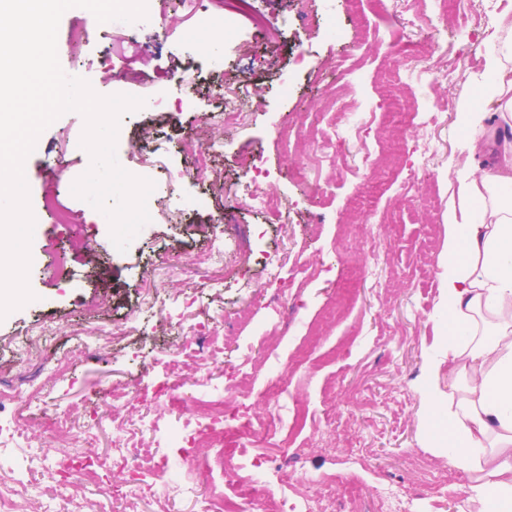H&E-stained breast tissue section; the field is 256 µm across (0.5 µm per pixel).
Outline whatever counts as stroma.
I'll list each match as a JSON object with an SVG mask.
<instances>
[{"label": "stroma", "mask_w": 512, "mask_h": 512, "mask_svg": "<svg viewBox=\"0 0 512 512\" xmlns=\"http://www.w3.org/2000/svg\"><path fill=\"white\" fill-rule=\"evenodd\" d=\"M246 13L230 14L224 0H147L148 18L133 25L95 22L90 11L68 9L57 34L64 73H77L99 95L127 94L145 105L120 118L116 154L125 169L155 183L147 199L150 221L127 252L116 250L110 226L100 213L71 192L90 166L80 146L81 114L68 112L38 138L24 162L31 209L42 223L31 244L29 285L34 300L0 320V378H15L27 361L19 349L40 334L39 353L63 361L60 371L44 372L31 415L51 425L68 415L72 432L51 436L49 449L30 447L13 431L11 409H0V479L31 488L36 512H122L136 498L139 512H200L199 497L175 487L157 494L135 485L114 448L113 416L138 421L139 439L151 444L156 459L168 462L175 481L194 462L213 455L208 439L186 440L182 423L195 397L224 389L239 368L259 364L253 384L229 395V409L262 414L260 395L275 371L290 369L288 391L280 398L284 427L247 455H288L312 477H332L337 489L350 482L364 493L398 486L410 494L415 512H463L472 476L452 467L440 490L417 484L418 458H431L422 432L424 421L440 417L447 388H429V373L443 360L441 330L445 315L441 275L447 228L441 217L458 204L457 176L465 154L459 114L478 103L477 86L485 76V44L470 42V30L455 18L444 24L438 64L452 61L473 43L474 65L448 71L436 86L427 83L387 86L384 70L403 44L391 13L371 16L377 42L361 47L346 0H316L313 13L299 17L297 0H250ZM264 16L268 30H257L253 14ZM218 24L223 72L210 67V49L198 37L203 18ZM250 51H241L242 42ZM359 52L360 69L338 77L339 56ZM295 78L281 87V71ZM249 81L253 95L237 122H215L213 113L238 81ZM342 88L362 110L366 141H346L341 164L346 173L312 166L307 181L294 170L309 163L311 141L304 135L312 109L323 108L327 91ZM390 95L417 98L422 106L444 97L448 121L432 132L435 166L412 190L393 182L353 228L343 217L359 191L358 168L371 153L384 169L379 148L389 132L374 112ZM259 157L255 175L268 182L281 204L278 221L241 204L239 191L250 177L244 159ZM327 187L328 202L313 196ZM441 206L432 209L431 197ZM70 213V226L57 224L46 200ZM224 227V254L210 258L207 228ZM398 231L400 246L387 275L390 292L367 280L347 314L323 321L345 276L338 249L346 233L356 243L368 236L388 238ZM66 254L70 283L55 275L56 254ZM278 255L283 276L291 277L304 306L282 305L278 283L264 272L269 255ZM159 295L156 308L142 303L144 288ZM217 328L224 350L207 359L208 384L183 372L180 398L168 403L162 391L172 381L171 366L181 345L200 336L201 326ZM122 336L98 345V328ZM125 397L112 402L113 387ZM306 423L290 433L298 405ZM91 432L94 442L74 457L88 475L77 498L64 497L60 457L70 454L72 433ZM71 455V454H70Z\"/></svg>", "instance_id": "35a3bbf8"}]
</instances>
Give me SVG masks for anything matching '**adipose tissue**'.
<instances>
[{"instance_id": "ef3b65f1", "label": "adipose tissue", "mask_w": 512, "mask_h": 512, "mask_svg": "<svg viewBox=\"0 0 512 512\" xmlns=\"http://www.w3.org/2000/svg\"><path fill=\"white\" fill-rule=\"evenodd\" d=\"M493 28L480 104L461 114L463 205L445 217L448 412L429 425L449 465L474 475L468 512H512V143L483 123L489 108L512 126V18Z\"/></svg>"}]
</instances>
